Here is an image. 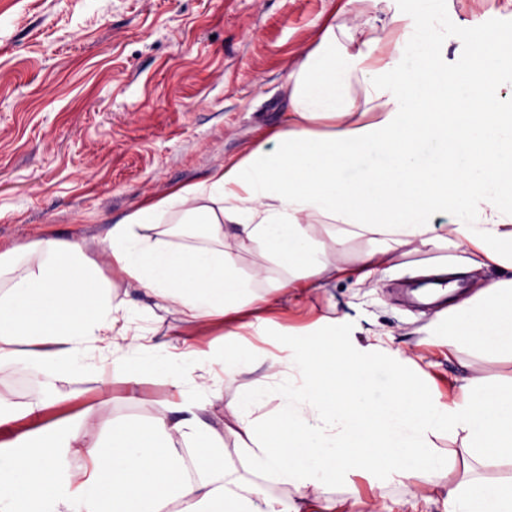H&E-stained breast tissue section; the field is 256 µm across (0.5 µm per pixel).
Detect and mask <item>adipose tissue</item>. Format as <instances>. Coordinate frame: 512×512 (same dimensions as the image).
Returning <instances> with one entry per match:
<instances>
[{"mask_svg": "<svg viewBox=\"0 0 512 512\" xmlns=\"http://www.w3.org/2000/svg\"><path fill=\"white\" fill-rule=\"evenodd\" d=\"M435 28L429 0L363 40L326 22L288 75L281 124L204 180L147 200L98 244L45 235L0 251V385L16 392L0 398V512H334L342 470L430 485L452 461L474 478L443 512H512V376L470 372L512 363V113L499 99L512 73L488 62L495 32L467 27L481 78L450 75ZM413 245L498 273L432 323L467 370L444 402L401 349H323L312 339L335 318L281 321ZM263 364L269 376L225 394L226 376ZM150 386L164 395L148 409ZM228 434L254 480L230 474ZM305 477L315 497L262 487Z\"/></svg>", "mask_w": 512, "mask_h": 512, "instance_id": "adipose-tissue-1", "label": "adipose tissue"}]
</instances>
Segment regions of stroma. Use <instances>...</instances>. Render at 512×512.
I'll use <instances>...</instances> for the list:
<instances>
[{"mask_svg":"<svg viewBox=\"0 0 512 512\" xmlns=\"http://www.w3.org/2000/svg\"><path fill=\"white\" fill-rule=\"evenodd\" d=\"M343 0H0V249L46 234L103 238L147 199L205 179L277 127L286 79L318 22ZM406 0H356L357 37ZM448 30L512 43V0H434ZM447 252L404 250L389 276L337 282V337L434 361L421 383L448 393L454 370L432 345L435 306L410 289ZM387 471H342L339 512L381 508Z\"/></svg>","mask_w":512,"mask_h":512,"instance_id":"stroma-1","label":"stroma"}]
</instances>
